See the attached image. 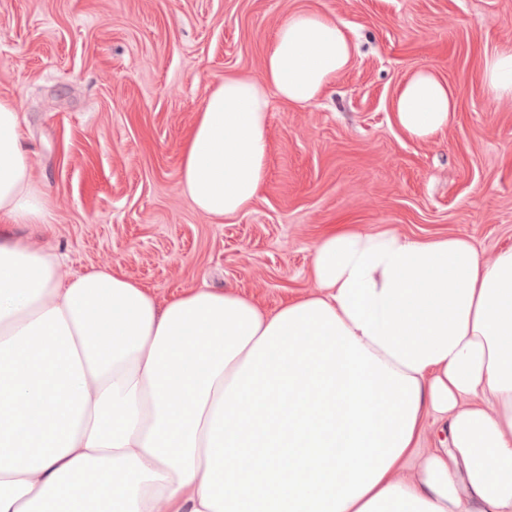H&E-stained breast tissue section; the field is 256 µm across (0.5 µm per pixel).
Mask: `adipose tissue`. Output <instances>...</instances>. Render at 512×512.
<instances>
[{
  "label": "adipose tissue",
  "instance_id": "obj_1",
  "mask_svg": "<svg viewBox=\"0 0 512 512\" xmlns=\"http://www.w3.org/2000/svg\"><path fill=\"white\" fill-rule=\"evenodd\" d=\"M354 56L335 17L288 11L260 74L225 73L202 102L179 171L195 209L247 211L272 98L313 104ZM481 69L512 100V42ZM456 110L430 66L393 100L420 141ZM49 217L0 100V512H512V249L343 227L315 245V293L161 304L111 267L62 276L15 233ZM436 415L448 445L422 447Z\"/></svg>",
  "mask_w": 512,
  "mask_h": 512
}]
</instances>
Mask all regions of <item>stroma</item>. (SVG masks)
Listing matches in <instances>:
<instances>
[{"mask_svg": "<svg viewBox=\"0 0 512 512\" xmlns=\"http://www.w3.org/2000/svg\"><path fill=\"white\" fill-rule=\"evenodd\" d=\"M297 6L345 23L358 53L319 102L273 99L259 196L211 223L179 189L183 142ZM508 41L512 0H0V99L52 214L20 232L64 255L63 275L109 266L162 303L204 285L267 309L311 293L315 243L344 226L463 235L492 259L512 248V101L485 94L481 61ZM421 66L457 99L431 141L392 112Z\"/></svg>", "mask_w": 512, "mask_h": 512, "instance_id": "stroma-1", "label": "stroma"}]
</instances>
